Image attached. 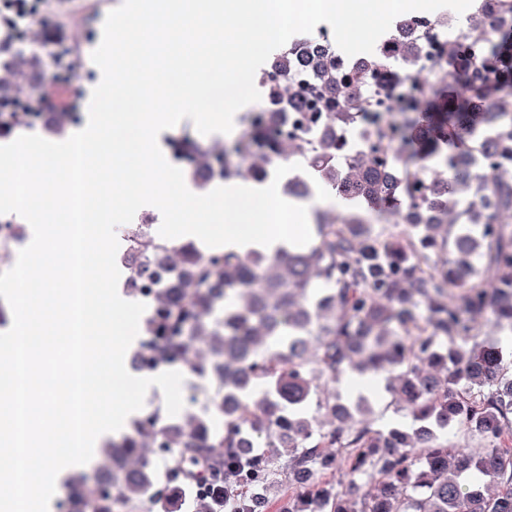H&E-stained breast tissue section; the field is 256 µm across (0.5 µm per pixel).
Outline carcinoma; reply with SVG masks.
Returning a JSON list of instances; mask_svg holds the SVG:
<instances>
[{"mask_svg":"<svg viewBox=\"0 0 512 512\" xmlns=\"http://www.w3.org/2000/svg\"><path fill=\"white\" fill-rule=\"evenodd\" d=\"M466 35L489 39L483 8ZM502 36L493 44L496 89L457 40L433 55L402 28L359 63L315 41L272 58L269 70L287 80L267 84L265 106L239 138L196 152L202 182L218 165L235 180V157L252 161L255 179L273 161H291L303 169L283 183L288 195L308 196L323 181L393 222L338 214L315 225L305 246L211 258L191 242L138 238L148 262L129 281L177 271L152 298L145 336L155 341L153 358L181 359L223 388L214 409L224 430L194 416H160L151 427L132 420L130 432L102 447L112 488L73 475L68 512H134L148 495L172 512L204 476L212 488L194 498L193 512H219L222 496L232 512L259 504L271 512L268 495L284 484L307 512H512V342L482 338L488 323L512 332V172L503 168L512 162V54ZM452 70L459 94L435 98ZM378 71L426 90L370 132L373 147L348 159L339 134L373 111L370 95L353 86ZM23 94L16 74L0 71V100L21 107ZM309 103L324 113V131L252 149L288 110ZM77 122L75 112H56L51 128ZM348 372L386 376L411 428L382 430L355 417L367 405L362 395L351 409L336 404L335 384ZM454 429L484 447H455ZM157 438L169 450L162 474L152 458ZM336 472L344 480L333 484ZM366 476L374 485L353 496Z\"/></svg>","mask_w":512,"mask_h":512,"instance_id":"cac0c4a2","label":"carcinoma"}]
</instances>
